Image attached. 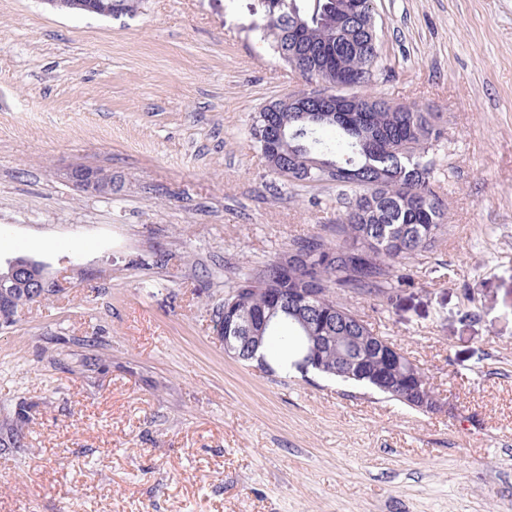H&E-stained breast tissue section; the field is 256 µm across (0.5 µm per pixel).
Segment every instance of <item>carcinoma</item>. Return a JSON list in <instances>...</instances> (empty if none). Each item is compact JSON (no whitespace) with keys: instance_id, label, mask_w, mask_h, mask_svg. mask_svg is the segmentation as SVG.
Returning a JSON list of instances; mask_svg holds the SVG:
<instances>
[{"instance_id":"1","label":"carcinoma","mask_w":512,"mask_h":512,"mask_svg":"<svg viewBox=\"0 0 512 512\" xmlns=\"http://www.w3.org/2000/svg\"><path fill=\"white\" fill-rule=\"evenodd\" d=\"M261 40L285 65L301 67L323 89L371 81L379 57L373 0H269ZM259 111L252 135L270 170L294 183L330 182L345 193L347 209L336 241L319 235L293 240L288 250L241 273L227 291L241 312L257 315L267 292L310 288L318 298L303 314L283 308L264 330L262 349L281 367L296 364L308 336H358L357 353L372 354L376 335L337 298L401 286L398 274L415 256L435 247L446 228L447 207L434 188L426 159L443 130L437 115L417 106L392 105L361 95L352 112H295L288 98ZM10 303H30L27 289L5 283ZM325 363L341 374L350 350L328 341Z\"/></svg>"}]
</instances>
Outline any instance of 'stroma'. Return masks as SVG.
I'll use <instances>...</instances> for the list:
<instances>
[{
	"label": "stroma",
	"mask_w": 512,
	"mask_h": 512,
	"mask_svg": "<svg viewBox=\"0 0 512 512\" xmlns=\"http://www.w3.org/2000/svg\"><path fill=\"white\" fill-rule=\"evenodd\" d=\"M367 93L440 115L447 231L409 284L347 305L443 411L224 353L225 286L310 235L335 186L251 135L313 90L260 43L263 0L136 15L0 0V265L56 295L0 328V512H512V0H374ZM111 170L112 194L69 168ZM29 272V270H25L22 267L15 266L10 268L9 271L8 268L7 270L4 271H2L1 269L0 274L8 273L7 277H9L12 281L26 280L27 284H32V288H30L32 291V299L34 301H37L38 299H41L45 295L44 293L46 288H52L53 286L52 283L50 284L46 280L44 274L34 275L31 280H27V278L29 277ZM12 281L7 280L5 286L10 287L12 285Z\"/></svg>",
	"instance_id": "35a3bbf8"
}]
</instances>
